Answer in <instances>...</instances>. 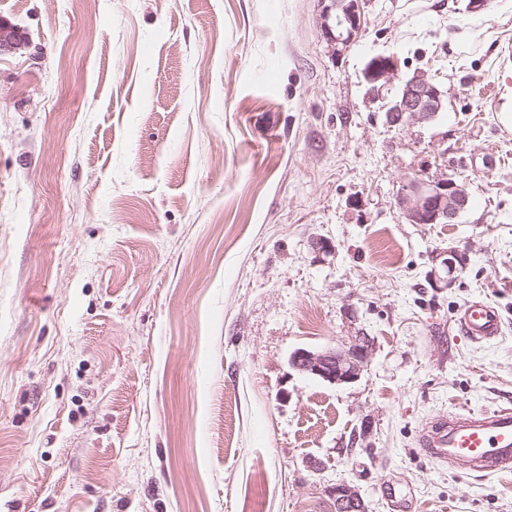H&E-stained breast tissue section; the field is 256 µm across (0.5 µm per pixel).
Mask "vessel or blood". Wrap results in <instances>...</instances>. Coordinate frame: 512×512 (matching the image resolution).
Returning <instances> with one entry per match:
<instances>
[{
  "mask_svg": "<svg viewBox=\"0 0 512 512\" xmlns=\"http://www.w3.org/2000/svg\"><path fill=\"white\" fill-rule=\"evenodd\" d=\"M460 332L473 341H491L502 332L497 308L483 301L466 303L457 313ZM420 447L432 461L488 476L512 471V407L478 414H452L430 420Z\"/></svg>",
  "mask_w": 512,
  "mask_h": 512,
  "instance_id": "obj_1",
  "label": "vessel or blood"
}]
</instances>
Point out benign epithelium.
<instances>
[{"label":"benign epithelium","mask_w":512,"mask_h":512,"mask_svg":"<svg viewBox=\"0 0 512 512\" xmlns=\"http://www.w3.org/2000/svg\"><path fill=\"white\" fill-rule=\"evenodd\" d=\"M363 26L361 0H327L321 13V31L326 42L336 48L348 47ZM23 38L17 28L0 23V51L15 48ZM363 77L368 92L377 97L392 85L397 77L393 57L378 55L366 64ZM444 92L431 78L416 74L404 81L394 101L387 109L392 125L406 122H426L444 110ZM469 202L465 186L452 177L427 181L412 179L403 186L398 205L411 224H449L456 220ZM441 273L434 274L435 282H448V276L462 267L456 250L440 253ZM371 338L363 333L350 337L338 346L318 350L300 348L290 356L291 367L300 374L321 379L334 385L358 381L367 369L372 354ZM336 512H363L364 501L349 484L342 482L329 491Z\"/></svg>","instance_id":"benign-epithelium-1"}]
</instances>
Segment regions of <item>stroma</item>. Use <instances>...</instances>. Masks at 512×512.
<instances>
[{
  "label": "stroma",
  "instance_id": "obj_1",
  "mask_svg": "<svg viewBox=\"0 0 512 512\" xmlns=\"http://www.w3.org/2000/svg\"><path fill=\"white\" fill-rule=\"evenodd\" d=\"M0 0V512H512L419 447L512 405V0ZM445 93L389 126L367 61ZM467 208L411 224L410 179ZM332 248H317V240ZM464 257L448 287L438 256ZM476 298L503 334L455 324ZM365 333L351 384L289 356ZM370 435H363L364 424ZM329 2L321 13V31L328 44L347 48L357 37L363 26L361 0H322ZM363 77L368 85V92L379 97L382 90L392 85L397 77V64L392 56L378 55L366 64ZM469 202L465 186L452 177L412 179L403 186L398 205L411 224H450ZM333 507L338 512H364V501L360 494L349 484H336L329 491Z\"/></svg>",
  "mask_w": 512,
  "mask_h": 512
}]
</instances>
